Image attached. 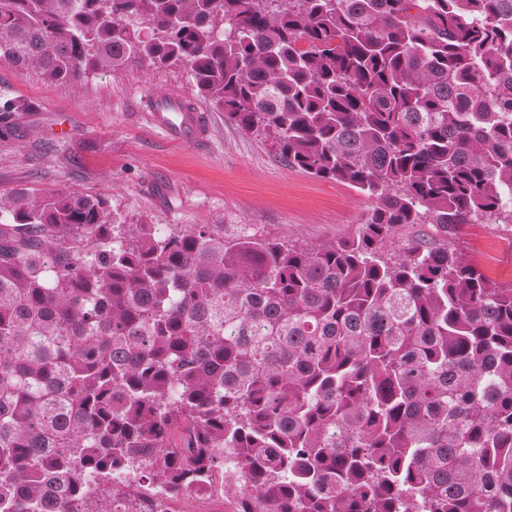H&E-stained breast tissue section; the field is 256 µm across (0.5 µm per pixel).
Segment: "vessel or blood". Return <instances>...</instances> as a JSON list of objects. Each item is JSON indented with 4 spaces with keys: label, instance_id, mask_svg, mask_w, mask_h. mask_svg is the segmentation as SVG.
<instances>
[{
    "label": "vessel or blood",
    "instance_id": "1",
    "mask_svg": "<svg viewBox=\"0 0 512 512\" xmlns=\"http://www.w3.org/2000/svg\"><path fill=\"white\" fill-rule=\"evenodd\" d=\"M143 100L149 108L150 120L170 137L188 145L206 143L210 128L203 114L185 99L170 95L158 97L153 87H145Z\"/></svg>",
    "mask_w": 512,
    "mask_h": 512
}]
</instances>
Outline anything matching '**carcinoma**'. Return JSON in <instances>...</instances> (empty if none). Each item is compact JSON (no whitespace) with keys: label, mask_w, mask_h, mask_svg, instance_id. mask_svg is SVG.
Segmentation results:
<instances>
[{"label":"carcinoma","mask_w":512,"mask_h":512,"mask_svg":"<svg viewBox=\"0 0 512 512\" xmlns=\"http://www.w3.org/2000/svg\"><path fill=\"white\" fill-rule=\"evenodd\" d=\"M144 58L375 204L309 248L0 197V512H112L134 469L222 470L235 512H512V286L454 237L512 225V0H0V61L47 82Z\"/></svg>","instance_id":"carcinoma-1"}]
</instances>
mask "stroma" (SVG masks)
<instances>
[{
    "label": "stroma",
    "instance_id": "1",
    "mask_svg": "<svg viewBox=\"0 0 512 512\" xmlns=\"http://www.w3.org/2000/svg\"><path fill=\"white\" fill-rule=\"evenodd\" d=\"M184 97L205 116L209 142L189 146L147 118L141 89ZM0 97L28 100L17 131L0 136V194L70 190L107 201L119 220L162 229L249 224L263 234L319 245L353 235L372 201L350 186L289 167L201 98L189 69L134 61L73 82L0 62ZM466 259L493 283L512 285V226L463 224Z\"/></svg>",
    "mask_w": 512,
    "mask_h": 512
}]
</instances>
